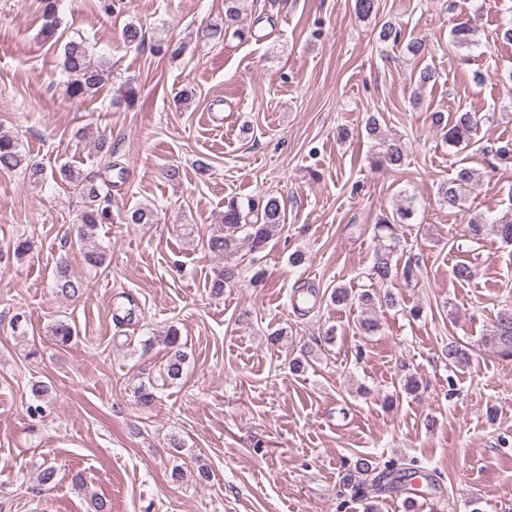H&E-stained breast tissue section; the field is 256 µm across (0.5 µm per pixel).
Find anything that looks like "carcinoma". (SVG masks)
<instances>
[{"mask_svg": "<svg viewBox=\"0 0 512 512\" xmlns=\"http://www.w3.org/2000/svg\"><path fill=\"white\" fill-rule=\"evenodd\" d=\"M41 3L45 19L42 32L50 37L60 24L58 0H41ZM474 35L475 29L469 18L458 19L450 31L451 42L458 48L471 46L474 43ZM122 37L124 43L130 47L139 46L145 41L142 30L132 23L125 25ZM62 68L67 74L66 95L72 100L94 95L104 81V63L96 62L91 49L82 41H71L65 45ZM432 121L440 127L448 146L457 148L469 144L478 135L487 118L477 112L459 108L447 117L435 112L432 114ZM366 132L371 139L378 141L379 151L375 152L372 161L374 167L397 169L405 163L407 151L404 142L383 134L376 117L368 118ZM487 154L494 160V163L490 164L492 168L497 161L502 164L511 163L512 144L492 147L487 150ZM0 168L21 171L28 183L33 186L44 183L49 175H57L78 187L82 206L76 215V224L81 254L84 262L91 267L104 265L106 251L96 242L95 231L99 225L112 222L111 200L109 194H101L94 177L66 166L48 175L44 167L30 161L17 140L5 134L0 135ZM481 177L482 173L478 170L462 163L457 164L452 176L438 188L439 202L450 211L469 214L466 233L470 238L478 241L485 235L492 234L502 243L511 245L512 207L491 218L471 211L468 206V192L479 183ZM414 213L412 200L408 198L405 203L380 214L374 224L378 247L368 273V278L376 288L356 296L348 288L339 285L330 294L331 302L346 305L355 301L367 309L392 308L397 304L395 293L387 288V285L395 280L409 285L417 279L419 270V263L416 261H409L402 267L394 261L400 242L398 229L410 223ZM285 218V206L272 194L231 197L225 200L223 232L212 234L203 242V247L209 253L224 257V265L213 271L209 283L211 292L221 294L224 289L237 285L245 278L253 283L263 281V270L253 269L251 275L247 276L239 264L231 261V254L238 249V244L242 240L253 252L264 250L274 232L285 224ZM53 288L56 294L62 297H71L83 288V284L72 275L69 264L64 259L56 266ZM50 336L57 344L65 346L72 341L75 331L68 321L58 320L50 326ZM163 342L170 352L165 366L166 377L175 382L182 378L186 361L178 329H169ZM486 343L501 355L512 356L511 308L499 312L492 330L486 336ZM445 358L448 359V367L460 369L469 361V349L456 342H450L445 350ZM47 391V385L41 380L29 383L28 411L31 415L43 413L42 402ZM416 478L426 480L431 487L435 486L436 479L424 470L417 459H390L381 462L369 455H359L344 469L342 485L349 491L351 498L364 504V512H380L384 495L406 490V486Z\"/></svg>", "mask_w": 512, "mask_h": 512, "instance_id": "carcinoma-1", "label": "carcinoma"}]
</instances>
